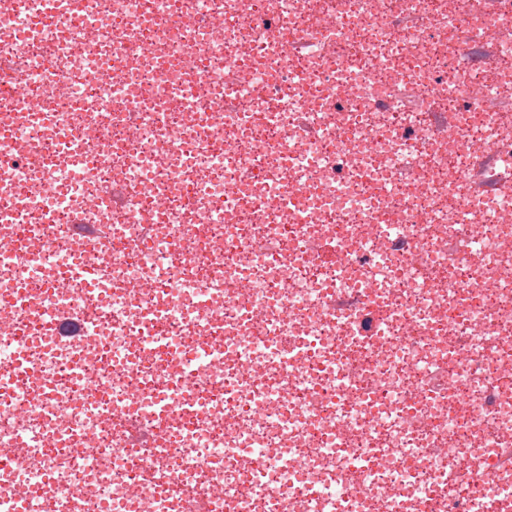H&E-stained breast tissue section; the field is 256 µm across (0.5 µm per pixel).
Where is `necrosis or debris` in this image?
Wrapping results in <instances>:
<instances>
[{"instance_id": "necrosis-or-debris-1", "label": "necrosis or debris", "mask_w": 512, "mask_h": 512, "mask_svg": "<svg viewBox=\"0 0 512 512\" xmlns=\"http://www.w3.org/2000/svg\"><path fill=\"white\" fill-rule=\"evenodd\" d=\"M505 25L0 0V512H512Z\"/></svg>"}]
</instances>
